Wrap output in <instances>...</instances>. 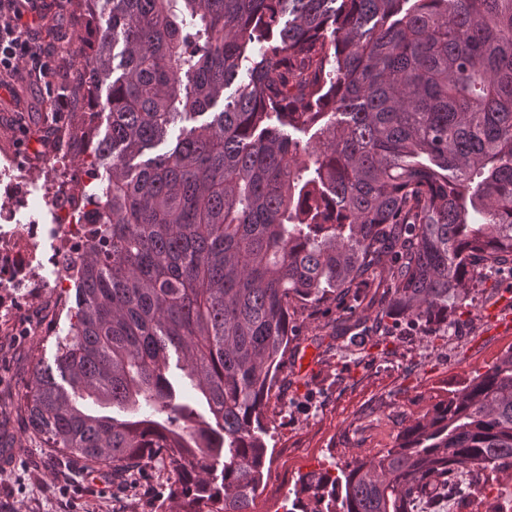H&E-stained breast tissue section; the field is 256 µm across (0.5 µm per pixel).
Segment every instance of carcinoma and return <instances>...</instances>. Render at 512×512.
Segmentation results:
<instances>
[{
	"mask_svg": "<svg viewBox=\"0 0 512 512\" xmlns=\"http://www.w3.org/2000/svg\"><path fill=\"white\" fill-rule=\"evenodd\" d=\"M92 2L97 206L83 254H62L69 331L18 408L93 469L165 458L158 512H257L292 301L353 317L380 273L385 316L446 329L512 263V0ZM473 466L512 467V346L392 447L300 476L285 512H417Z\"/></svg>",
	"mask_w": 512,
	"mask_h": 512,
	"instance_id": "1",
	"label": "carcinoma"
}]
</instances>
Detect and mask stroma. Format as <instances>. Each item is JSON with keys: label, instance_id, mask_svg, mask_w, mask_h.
Returning <instances> with one entry per match:
<instances>
[{"label": "stroma", "instance_id": "stroma-1", "mask_svg": "<svg viewBox=\"0 0 512 512\" xmlns=\"http://www.w3.org/2000/svg\"><path fill=\"white\" fill-rule=\"evenodd\" d=\"M33 27L55 50L51 83L37 86L0 74V144H16L23 136L30 148L48 154L55 147L45 134L46 118L55 110L51 87L74 97L78 111L93 109L67 79L68 72L82 69L88 51L81 41L86 18L58 11L56 0H41ZM498 289L495 277L481 278L461 308L453 332L470 339L462 361L447 352L449 332H424L385 317L391 292L386 279L374 277L362 287L361 322L350 329L333 300L292 302L289 313L299 334L269 400L271 462L258 489L260 512H283L300 475L392 447L405 416L431 409L451 386L511 347L512 334L494 330L485 316ZM74 294L71 287L60 298L48 289L27 288L5 300L12 314L0 320V512H155L160 491L173 478L170 468L143 461L93 475L44 447L17 409L35 364L54 362L55 338L69 329L65 308L74 305ZM306 349L314 353L313 366L300 373L295 363ZM469 499L461 507L441 500L436 512H471L475 505L498 512L512 506V483L490 474L472 487Z\"/></svg>", "mask_w": 512, "mask_h": 512}]
</instances>
